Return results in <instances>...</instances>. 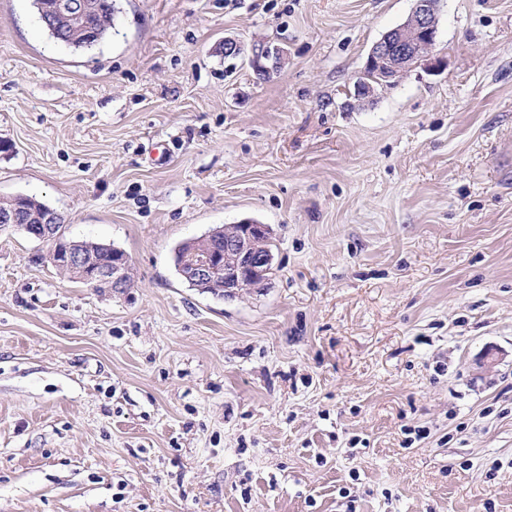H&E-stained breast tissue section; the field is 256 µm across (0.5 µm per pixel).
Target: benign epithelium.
<instances>
[{
    "label": "benign epithelium",
    "mask_w": 512,
    "mask_h": 512,
    "mask_svg": "<svg viewBox=\"0 0 512 512\" xmlns=\"http://www.w3.org/2000/svg\"><path fill=\"white\" fill-rule=\"evenodd\" d=\"M440 0H414L409 18L386 32L370 48L365 69L378 73L376 82L355 84L359 99L371 97L379 87L396 82L413 64L430 59L438 30ZM89 11L87 0H56L45 22L59 30L80 22ZM282 62L277 46L259 44L252 48L251 64L257 71L270 74ZM61 216L47 212L34 226L23 221L17 209L0 210V227H21L32 238L48 245L45 259L66 272H79L78 279L90 288H110L117 294L131 287L127 256L112 255V263L103 264L66 244L55 233ZM271 230L266 224L246 221L224 227V236L209 233L207 246L192 251L182 266V276L202 291L224 284V296L235 297L243 288H256L269 280L273 256L267 247Z\"/></svg>",
    "instance_id": "benign-epithelium-1"
}]
</instances>
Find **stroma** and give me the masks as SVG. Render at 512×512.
Listing matches in <instances>:
<instances>
[{"label": "stroma", "instance_id": "35a3bbf8", "mask_svg": "<svg viewBox=\"0 0 512 512\" xmlns=\"http://www.w3.org/2000/svg\"><path fill=\"white\" fill-rule=\"evenodd\" d=\"M413 5L116 0L75 50L0 0V201L131 279L0 228V512H512V0H441L442 68L356 100ZM246 220L265 286L178 278ZM251 64L256 71L270 74L280 67L282 51L277 46L259 44L252 48ZM15 206L21 207L29 214H40L47 206L21 195L0 202V209H5L0 210V227H22L30 237L46 243L48 251L45 259L54 267L66 272L79 271L77 278L90 288H112L117 294H124L130 288L129 260L126 255L112 254V247L102 243L67 239L62 231L63 224H59L61 216L54 212H46L43 217H38L39 223H35L36 226H31L23 221L19 208L8 209ZM56 225L61 237L76 243L77 247L60 239V234L55 233ZM80 249L93 254L99 261H112V264L96 261Z\"/></svg>", "mask_w": 512, "mask_h": 512}]
</instances>
